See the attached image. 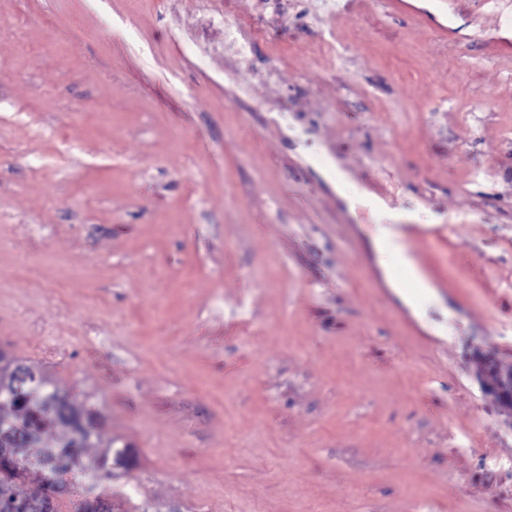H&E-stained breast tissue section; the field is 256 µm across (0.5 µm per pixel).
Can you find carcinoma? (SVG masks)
Returning a JSON list of instances; mask_svg holds the SVG:
<instances>
[{
  "mask_svg": "<svg viewBox=\"0 0 512 512\" xmlns=\"http://www.w3.org/2000/svg\"><path fill=\"white\" fill-rule=\"evenodd\" d=\"M93 412L75 406L49 380L33 389L23 379L0 373V437L29 436L15 444L8 458H0V512H10L9 503L22 498L17 483L31 470L41 472V485L30 496L57 492L64 485L61 464L71 461L90 487L112 479L108 464L112 443L89 462L85 450L100 439L94 429Z\"/></svg>",
  "mask_w": 512,
  "mask_h": 512,
  "instance_id": "1",
  "label": "carcinoma"
}]
</instances>
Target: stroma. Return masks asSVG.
I'll list each match as a JSON object with an SVG mask.
<instances>
[{"label":"stroma","mask_w":512,"mask_h":512,"mask_svg":"<svg viewBox=\"0 0 512 512\" xmlns=\"http://www.w3.org/2000/svg\"><path fill=\"white\" fill-rule=\"evenodd\" d=\"M218 2L0 0V349L111 512H512V19ZM233 0L224 1V33L225 44L232 47L238 56L246 57L252 52L259 38L258 31L251 24L228 23V14ZM491 390L502 402L512 405V368L493 373Z\"/></svg>","instance_id":"35a3bbf8"}]
</instances>
